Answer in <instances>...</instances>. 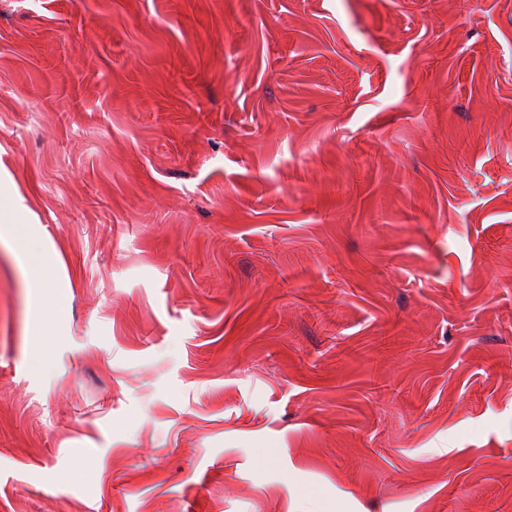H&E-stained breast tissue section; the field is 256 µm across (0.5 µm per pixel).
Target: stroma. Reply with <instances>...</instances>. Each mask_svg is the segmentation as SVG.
Masks as SVG:
<instances>
[{
	"instance_id": "stroma-1",
	"label": "stroma",
	"mask_w": 512,
	"mask_h": 512,
	"mask_svg": "<svg viewBox=\"0 0 512 512\" xmlns=\"http://www.w3.org/2000/svg\"><path fill=\"white\" fill-rule=\"evenodd\" d=\"M0 512H512V0H0ZM24 212L12 177L0 174V244L8 247L29 293L28 361L35 371L48 364V347L59 336L69 314V289L63 281L61 259L46 241L43 226Z\"/></svg>"
}]
</instances>
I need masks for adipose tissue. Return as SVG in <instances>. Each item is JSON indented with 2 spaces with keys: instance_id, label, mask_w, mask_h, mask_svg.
I'll return each instance as SVG.
<instances>
[{
  "instance_id": "adipose-tissue-1",
  "label": "adipose tissue",
  "mask_w": 512,
  "mask_h": 512,
  "mask_svg": "<svg viewBox=\"0 0 512 512\" xmlns=\"http://www.w3.org/2000/svg\"><path fill=\"white\" fill-rule=\"evenodd\" d=\"M0 244L6 245L29 293L28 361L40 371L48 364V347L66 325L70 294L61 259L47 242L42 225L27 215L12 177L0 174Z\"/></svg>"
}]
</instances>
